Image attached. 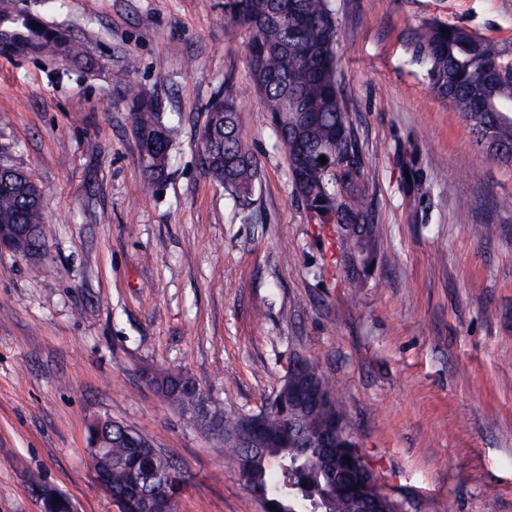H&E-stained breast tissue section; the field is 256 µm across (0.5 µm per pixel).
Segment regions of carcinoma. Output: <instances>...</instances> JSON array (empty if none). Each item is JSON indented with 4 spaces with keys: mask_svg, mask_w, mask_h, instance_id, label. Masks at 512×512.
<instances>
[{
    "mask_svg": "<svg viewBox=\"0 0 512 512\" xmlns=\"http://www.w3.org/2000/svg\"><path fill=\"white\" fill-rule=\"evenodd\" d=\"M297 16L310 24L309 39L313 52L305 54L290 45L287 34L296 16L278 18L271 8L260 12L255 0H234L230 22L250 35L249 48L266 45L270 52L256 61L249 59L254 84L262 106L272 117L279 141L288 145L283 133L297 124V113L310 112L315 121L305 131L312 144L336 140L335 168L318 170L308 183V192L300 199L317 224H359L358 238L353 241L336 237L340 252L349 244L357 245L369 256L375 255L380 237V225L373 222L366 201L364 173L352 134L349 112L337 84L336 44L339 25L331 0H297ZM426 23L416 33L417 46L426 59L431 88L437 98L448 102L452 109L476 130L483 131L495 124L498 140L512 146V117L494 121L490 111L478 112L472 105L488 101L501 112L512 111V77L494 84L486 81L487 67L502 63L505 49L480 39L466 28ZM0 38L11 42L19 53L38 52L51 48L67 61L78 64L86 61L81 43L63 35L41 19L21 15L0 7ZM132 112L135 115L139 148L149 144L153 152L142 160L146 183L152 186L167 176L169 155L177 128L161 122L158 103L142 90L129 89ZM208 117L202 134V163L206 173L237 198L247 200L253 194L258 176V160L243 144L239 130V109L233 97H216L208 106ZM9 190L0 189V236L11 239L13 253L37 259L47 247L49 229L41 206V189L21 169L13 166L8 174ZM296 378H310L330 394L336 392V380L311 363L296 372ZM195 380L187 373L174 371L165 376L162 397L194 427L205 430L198 416L197 399L193 393ZM219 429L209 435L221 440L238 467L244 468L247 486L252 494L279 512H292L304 502L303 490L322 497L329 482L321 466L318 449L314 448L320 426V413L307 412L299 417L294 434L286 431L284 419L275 414L263 418L262 425L270 434L283 437L279 448L249 450L236 448L229 437L240 428V416L213 409ZM100 420L88 426L89 447L106 449L103 454L90 453L91 467L112 476L110 491L114 497L130 494L126 469L131 461L132 440L140 435L112 424L99 429ZM174 460L160 454L150 462L154 479L142 486L154 489L156 478L165 477L169 495L183 488L185 472L172 467Z\"/></svg>",
    "mask_w": 512,
    "mask_h": 512,
    "instance_id": "cac0c4a2",
    "label": "carcinoma"
}]
</instances>
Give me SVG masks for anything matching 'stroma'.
<instances>
[{
    "instance_id": "stroma-1",
    "label": "stroma",
    "mask_w": 512,
    "mask_h": 512,
    "mask_svg": "<svg viewBox=\"0 0 512 512\" xmlns=\"http://www.w3.org/2000/svg\"><path fill=\"white\" fill-rule=\"evenodd\" d=\"M227 2L15 0L91 63L0 50V160L42 189L50 229L42 259L0 253V512H41L43 486L76 512H116L88 455L100 417L186 470L177 512H262L223 444L140 371L187 372L217 407L254 413L296 356L335 378L403 512H512V165L434 96L415 41L422 24L460 25L512 64V0H332L337 82L382 226L356 284L335 225L294 191ZM129 86L178 128L152 187ZM227 92L260 161L245 203L201 164L207 108Z\"/></svg>"
}]
</instances>
